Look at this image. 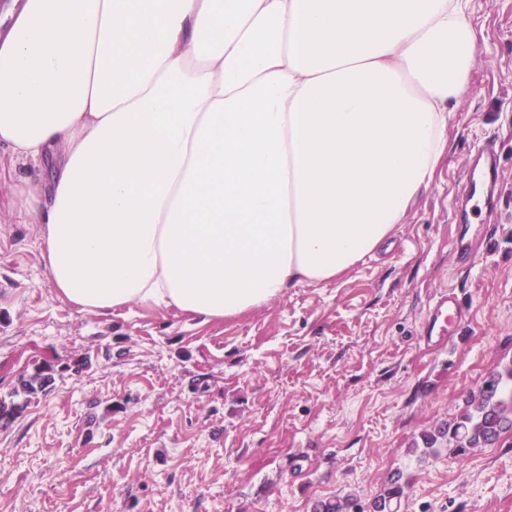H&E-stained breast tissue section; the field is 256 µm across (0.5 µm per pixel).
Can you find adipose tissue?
<instances>
[{
    "instance_id": "obj_1",
    "label": "adipose tissue",
    "mask_w": 512,
    "mask_h": 512,
    "mask_svg": "<svg viewBox=\"0 0 512 512\" xmlns=\"http://www.w3.org/2000/svg\"><path fill=\"white\" fill-rule=\"evenodd\" d=\"M469 0H22L0 147L68 302L224 319L347 272L448 156Z\"/></svg>"
}]
</instances>
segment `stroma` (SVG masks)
Returning <instances> with one entry per match:
<instances>
[{"label": "stroma", "mask_w": 512, "mask_h": 512, "mask_svg": "<svg viewBox=\"0 0 512 512\" xmlns=\"http://www.w3.org/2000/svg\"><path fill=\"white\" fill-rule=\"evenodd\" d=\"M477 49L448 157L403 224L331 282L236 319L64 301L24 190L50 162L0 149V398L46 362L55 382L0 427V512H512V440L416 452L512 364V0H471ZM501 155L483 251L455 262L456 202L485 142ZM452 291L468 324L432 352L418 332Z\"/></svg>", "instance_id": "obj_1"}]
</instances>
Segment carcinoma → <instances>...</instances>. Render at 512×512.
<instances>
[{"mask_svg": "<svg viewBox=\"0 0 512 512\" xmlns=\"http://www.w3.org/2000/svg\"><path fill=\"white\" fill-rule=\"evenodd\" d=\"M53 383V368L48 364L35 366L30 374H21L9 400L0 399V424H8L24 404L47 392ZM511 433L512 365L491 373L456 419L422 433L421 453H431L445 445L452 453L463 456L472 448L495 444Z\"/></svg>", "mask_w": 512, "mask_h": 512, "instance_id": "cac0c4a2", "label": "carcinoma"}]
</instances>
